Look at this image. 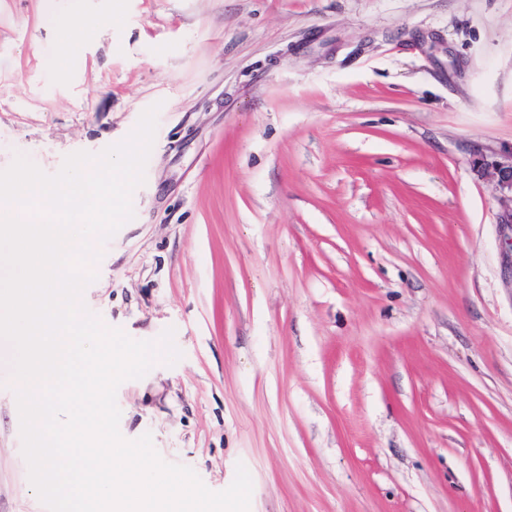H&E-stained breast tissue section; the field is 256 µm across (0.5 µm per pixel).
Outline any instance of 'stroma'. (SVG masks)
<instances>
[{
	"label": "stroma",
	"instance_id": "stroma-1",
	"mask_svg": "<svg viewBox=\"0 0 512 512\" xmlns=\"http://www.w3.org/2000/svg\"><path fill=\"white\" fill-rule=\"evenodd\" d=\"M88 27L58 58L59 26ZM159 105L82 301L182 353L119 429L250 512H512V0H0V170ZM0 340V512L33 491ZM473 165L482 178L493 184L500 208V224L512 231V147L497 159L489 161L482 156Z\"/></svg>",
	"mask_w": 512,
	"mask_h": 512
}]
</instances>
